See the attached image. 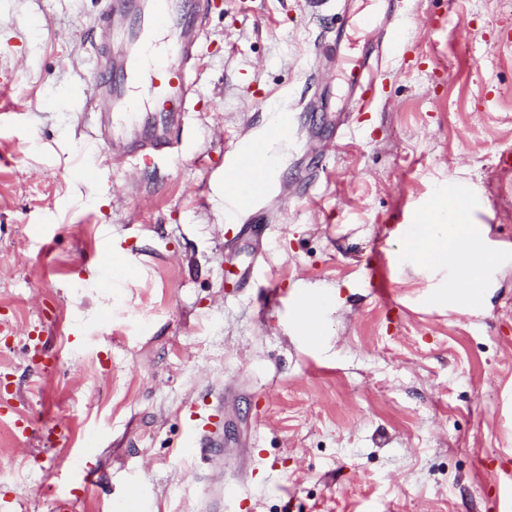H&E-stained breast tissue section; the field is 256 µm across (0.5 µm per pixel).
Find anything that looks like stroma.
I'll use <instances>...</instances> for the list:
<instances>
[{"mask_svg": "<svg viewBox=\"0 0 512 512\" xmlns=\"http://www.w3.org/2000/svg\"><path fill=\"white\" fill-rule=\"evenodd\" d=\"M106 0H0V381L46 448L0 440L7 512H56L55 476L97 474L79 512H505L512 496V0H413L385 88L348 113L380 0H209L181 157L133 178L79 172ZM325 55L315 58L316 47ZM296 121L266 235L224 248V166L268 113ZM468 188L499 266L479 307L432 303L407 247L419 213ZM134 277L99 284L98 259ZM261 279L225 292L228 271ZM386 279L389 300L368 286ZM321 334L296 328L304 299ZM224 395L221 459L182 448Z\"/></svg>", "mask_w": 512, "mask_h": 512, "instance_id": "1", "label": "stroma"}]
</instances>
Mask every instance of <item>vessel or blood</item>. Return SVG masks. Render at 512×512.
Wrapping results in <instances>:
<instances>
[{
  "mask_svg": "<svg viewBox=\"0 0 512 512\" xmlns=\"http://www.w3.org/2000/svg\"><path fill=\"white\" fill-rule=\"evenodd\" d=\"M388 21L385 55L399 54L406 42L405 0H382ZM207 0H110L99 18L107 29H120L128 50L116 67L112 85L87 84L79 89L91 111L112 117V149L104 162L141 172L144 165L181 151L188 112L196 108L201 79L199 67L202 21ZM354 86H365L360 105H369V93L382 82L379 68L363 63ZM151 120L140 124V112ZM292 119L288 113H271L263 132L236 142L228 152L224 169V206L233 228L226 243L249 233L261 235V205L274 192L278 161L274 146L288 142ZM222 422L210 415L206 423L187 429L186 447L217 448L222 444ZM94 483L87 466L65 471L57 478L56 512H75L77 488Z\"/></svg>",
  "mask_w": 512,
  "mask_h": 512,
  "instance_id": "1",
  "label": "vessel or blood"
}]
</instances>
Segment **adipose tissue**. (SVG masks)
Returning <instances> with one entry per match:
<instances>
[{"mask_svg":"<svg viewBox=\"0 0 512 512\" xmlns=\"http://www.w3.org/2000/svg\"><path fill=\"white\" fill-rule=\"evenodd\" d=\"M422 232L410 250L439 270H448V298L469 304L481 297L482 277L496 261L483 230L472 221L467 200L440 194L420 218Z\"/></svg>","mask_w":512,"mask_h":512,"instance_id":"obj_1","label":"adipose tissue"}]
</instances>
